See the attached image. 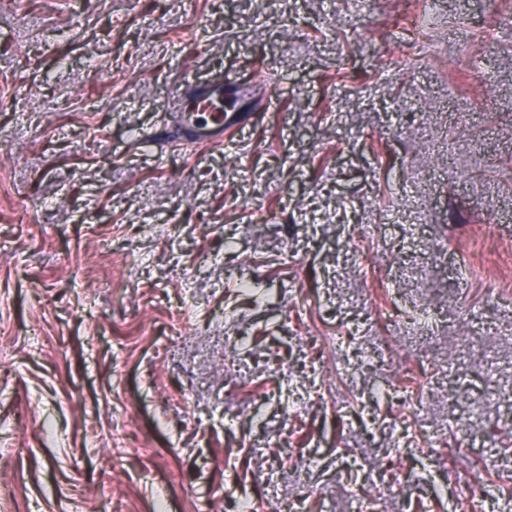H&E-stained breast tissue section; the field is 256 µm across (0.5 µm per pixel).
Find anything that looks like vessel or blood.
<instances>
[{
	"mask_svg": "<svg viewBox=\"0 0 512 512\" xmlns=\"http://www.w3.org/2000/svg\"><path fill=\"white\" fill-rule=\"evenodd\" d=\"M242 98L246 95L261 96L268 105H275L277 98L264 80L256 79L247 84L223 82L198 83L186 81L180 94V108L173 113L174 125L184 142L192 145L229 143L243 126L255 123L256 113L233 114L223 112L224 93Z\"/></svg>",
	"mask_w": 512,
	"mask_h": 512,
	"instance_id": "b4317fda",
	"label": "vessel or blood"
}]
</instances>
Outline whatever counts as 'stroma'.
<instances>
[{"mask_svg": "<svg viewBox=\"0 0 512 512\" xmlns=\"http://www.w3.org/2000/svg\"><path fill=\"white\" fill-rule=\"evenodd\" d=\"M217 76L276 107L153 142ZM0 174L17 512H512V0H0ZM226 81L227 90L236 97L244 98L247 94L262 95V101L267 102V111L276 105L277 98L267 87L264 79H254L247 84L234 83L230 79Z\"/></svg>", "mask_w": 512, "mask_h": 512, "instance_id": "35a3bbf8", "label": "stroma"}]
</instances>
